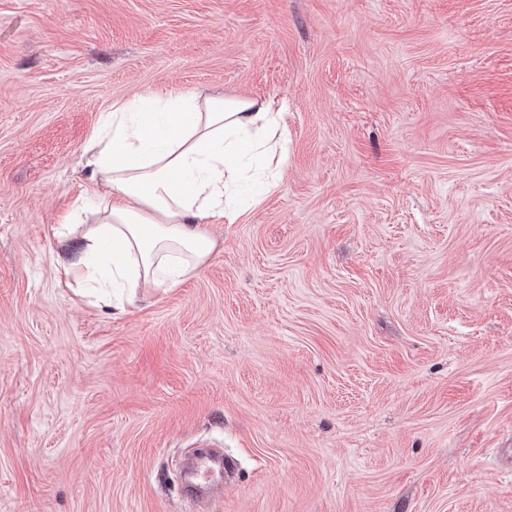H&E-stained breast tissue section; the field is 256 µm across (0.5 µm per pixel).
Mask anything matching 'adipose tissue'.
Masks as SVG:
<instances>
[{"mask_svg":"<svg viewBox=\"0 0 512 512\" xmlns=\"http://www.w3.org/2000/svg\"><path fill=\"white\" fill-rule=\"evenodd\" d=\"M286 141L283 112L258 98L173 90L113 104L86 159L110 192L92 224L78 209L61 215L60 273L120 313L139 288L176 287L215 248L208 220L236 221L241 186L276 188Z\"/></svg>","mask_w":512,"mask_h":512,"instance_id":"ef3b65f1","label":"adipose tissue"}]
</instances>
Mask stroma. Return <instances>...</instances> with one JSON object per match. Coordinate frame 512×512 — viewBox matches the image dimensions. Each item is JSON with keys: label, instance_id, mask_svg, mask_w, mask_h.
Listing matches in <instances>:
<instances>
[{"label": "stroma", "instance_id": "obj_1", "mask_svg": "<svg viewBox=\"0 0 512 512\" xmlns=\"http://www.w3.org/2000/svg\"><path fill=\"white\" fill-rule=\"evenodd\" d=\"M285 107L279 184L168 291L76 297L102 113ZM512 512V0H0V512Z\"/></svg>", "mask_w": 512, "mask_h": 512}]
</instances>
